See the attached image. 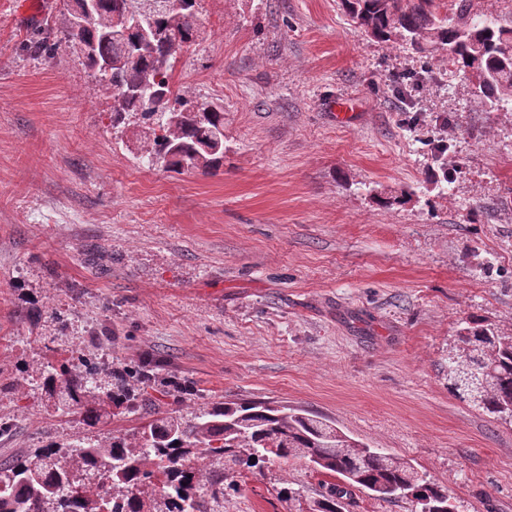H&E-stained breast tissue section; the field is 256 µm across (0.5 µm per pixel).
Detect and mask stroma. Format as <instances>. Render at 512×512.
<instances>
[{
  "mask_svg": "<svg viewBox=\"0 0 512 512\" xmlns=\"http://www.w3.org/2000/svg\"><path fill=\"white\" fill-rule=\"evenodd\" d=\"M197 9L173 82L224 108L214 175L143 166L75 48L30 59L67 0L29 18L0 0V462L139 426L45 410L28 368L77 344L106 372L155 353L190 409L325 416L457 512H512V422L448 390L462 320L512 335V106L481 103L446 52L367 37L341 0ZM235 481L224 512H307L327 478L291 460Z\"/></svg>",
  "mask_w": 512,
  "mask_h": 512,
  "instance_id": "1",
  "label": "stroma"
}]
</instances>
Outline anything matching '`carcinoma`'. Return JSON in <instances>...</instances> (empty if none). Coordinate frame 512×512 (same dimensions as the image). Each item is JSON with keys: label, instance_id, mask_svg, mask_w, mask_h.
<instances>
[{"label": "carcinoma", "instance_id": "cac0c4a2", "mask_svg": "<svg viewBox=\"0 0 512 512\" xmlns=\"http://www.w3.org/2000/svg\"><path fill=\"white\" fill-rule=\"evenodd\" d=\"M102 16L130 9L128 0H100ZM152 0L148 13L157 26L189 46L198 37L197 0H185L183 15ZM456 20L437 12L436 0H342L346 11L371 38L406 42L420 53L443 50L462 75L480 72L479 97L491 108L512 102V22L471 21V0H453ZM95 45L96 55L112 56L117 45L97 29L80 34L65 29L30 46L34 60L51 58L76 39ZM165 47L153 45L139 61L111 74L112 127L122 115L140 113L150 135L142 158L150 166L204 173L224 164V110L206 112L208 102L174 90L175 60L154 70ZM151 356L138 366L119 364L111 380L81 349L39 368L40 397L46 405L83 416L91 427L117 416L134 415L133 434L86 438L61 446L50 443L19 459L0 463V512H224V496L236 489L230 473L259 472L275 460H304L339 483L324 485L310 512H341L351 489L383 500L405 498L421 512H451L448 488L420 476L407 461L385 448L359 444L329 420L260 401L216 402L188 414L160 410L167 398L182 395L158 376ZM448 389L477 410L496 416L512 404V336L476 320L465 322L448 351Z\"/></svg>", "mask_w": 512, "mask_h": 512}]
</instances>
